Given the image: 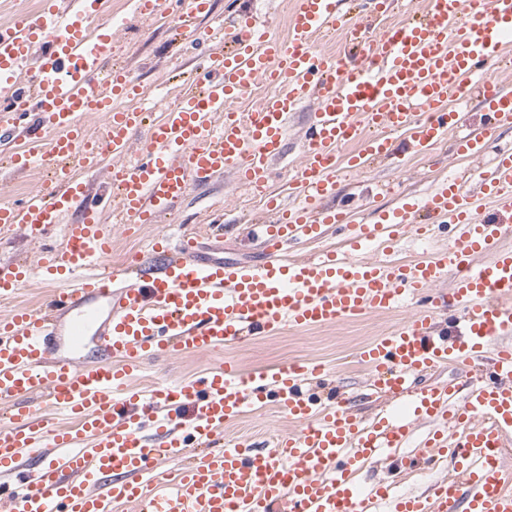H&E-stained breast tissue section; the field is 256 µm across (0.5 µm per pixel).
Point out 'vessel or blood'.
I'll return each instance as SVG.
<instances>
[{
	"label": "vessel or blood",
	"mask_w": 512,
	"mask_h": 512,
	"mask_svg": "<svg viewBox=\"0 0 512 512\" xmlns=\"http://www.w3.org/2000/svg\"><path fill=\"white\" fill-rule=\"evenodd\" d=\"M341 0H292L288 34L240 11L224 31L200 32L210 0H139L140 14L174 15L179 29L208 45L197 81L185 97L149 124L121 101L138 94L129 72L112 67V41L88 46L86 0H43L37 15L0 25V143L17 138V121L40 115L48 138L31 137L10 156L19 171L48 161L52 186L15 205L0 204V229L30 237L61 227L65 244L41 254L36 268L0 263V301H12L31 274L48 288L44 304L0 317V404L10 424L0 430V512H512V89L491 74L512 47V0H427L419 16L387 26L391 0H359L352 17ZM340 34L358 55H326L320 38ZM261 81L278 92L252 112H228L227 100ZM479 97L488 119L461 141V154L495 157L489 167L452 177L423 199L404 201L367 224H350L330 207L337 174L366 172L394 154L392 134L410 152L427 155L460 122L449 100ZM313 110L300 136L293 177L300 201H267L256 224L263 256L227 262L223 232L215 244L183 235L170 247L159 235L152 262L115 268L113 224H154L191 189L233 174L265 191L280 160L288 122L303 104ZM106 119L88 132L78 119ZM118 157L114 187L103 197L87 176L104 157ZM454 225L457 237L428 257L403 263L392 253L421 233L419 212ZM111 223H104V214ZM348 228L342 251L304 261L282 258L285 244L319 238L325 226ZM382 248L371 258L367 248ZM450 295L437 293L449 272ZM423 310L359 351L373 385L399 401L362 422L346 399L325 405L305 382L323 365L292 362L273 374H247L234 359L219 370L149 392L130 380L146 359L210 351L244 334L324 326L367 313H389L423 294ZM459 314L458 340L434 339L447 306ZM455 363L475 368L466 391L429 383ZM275 400L293 431L262 447L235 442L210 449L227 422ZM192 422L184 424V409ZM71 418L68 426L53 415ZM435 421L438 432L417 453L450 455L453 471L428 496L393 498L388 485L361 487L357 473L388 450L403 447L409 420ZM164 470L147 476L149 461Z\"/></svg>",
	"instance_id": "obj_1"
}]
</instances>
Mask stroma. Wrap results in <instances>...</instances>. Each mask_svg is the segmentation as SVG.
<instances>
[{
  "label": "stroma",
  "mask_w": 512,
  "mask_h": 512,
  "mask_svg": "<svg viewBox=\"0 0 512 512\" xmlns=\"http://www.w3.org/2000/svg\"><path fill=\"white\" fill-rule=\"evenodd\" d=\"M135 3L136 0H126L124 11L113 19L119 45L117 62L119 68L131 71L142 87L138 106L157 117L194 84L205 50L182 37L175 25L138 15ZM309 113V108H302L289 122L291 145L278 164L282 176L270 183L269 195L285 200L293 191L287 177L299 163L296 141ZM393 142L397 146L394 157L376 164L372 172L357 175L340 171L334 203L346 207L351 220L362 221L373 208H394L401 196L425 195L441 180L475 165L474 160L458 153L456 140L451 136L426 159L408 157L400 147L401 136H394ZM51 182L48 165L21 172L12 168L7 155L0 154V200L13 202L27 198L49 187ZM262 206L261 198L236 184L232 176H224L211 188L193 190L160 223L131 230L113 225L110 261L118 266L148 258L153 239L163 233L176 235L185 230L205 233L214 212L219 210L237 224L234 234L224 240L225 260L257 259L260 247L250 221L260 216ZM406 317L403 311L368 313L333 325L254 336L220 350L153 359L146 363L136 383L146 387L162 378L177 381L197 378L228 357L238 360L246 371L268 373L290 362L313 361L323 364L329 374L324 381L310 385V392L324 400L348 398L354 413L368 419L392 406L393 401L371 389L370 375L356 354L367 342L401 324ZM289 429L286 415L272 401L263 409L226 424L224 437L258 442ZM433 429L428 420H411L406 445L374 464L363 474V481L391 485L398 495L428 494L444 473L415 460L414 454Z\"/></svg>",
  "instance_id": "35a3bbf8"
}]
</instances>
